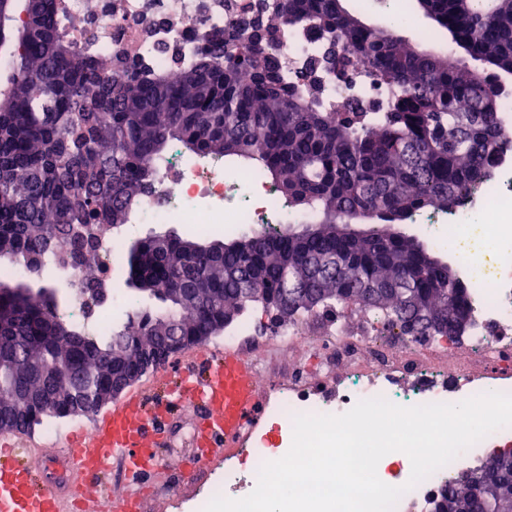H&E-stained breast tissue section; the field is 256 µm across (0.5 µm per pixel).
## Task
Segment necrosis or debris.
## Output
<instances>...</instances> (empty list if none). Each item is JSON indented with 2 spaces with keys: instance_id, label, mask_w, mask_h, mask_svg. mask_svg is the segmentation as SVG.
I'll use <instances>...</instances> for the list:
<instances>
[{
  "instance_id": "necrosis-or-debris-1",
  "label": "necrosis or debris",
  "mask_w": 512,
  "mask_h": 512,
  "mask_svg": "<svg viewBox=\"0 0 512 512\" xmlns=\"http://www.w3.org/2000/svg\"><path fill=\"white\" fill-rule=\"evenodd\" d=\"M54 7L55 20L85 54L104 62L122 47L166 75L196 62L201 52L196 31L201 22L218 30L225 26L223 0H55ZM172 48L177 57L169 56ZM159 168L154 191L132 215V223L197 224L232 232L242 224L271 223L281 209L271 182L255 170L223 159L200 160L175 147ZM434 222L438 226L435 245L453 248L470 283V343L388 338L375 321L354 326L356 314L349 308L339 310L329 324L323 348L314 346L298 327L274 329V336L308 352L307 366L324 380L311 384L302 372L292 370L271 384L263 393V424L248 433L244 455L225 457L223 468L188 496L190 512H205L218 496L246 497L256 486L258 468L284 456V449L269 446L265 423L289 431L296 415H339L358 401L376 397L410 407L455 404L487 392L512 394V251L499 247L503 233H512V155L498 160L491 177L461 208L435 215ZM451 224H469L473 230L452 245L447 234ZM83 280L81 269L68 271L63 281L71 295L66 313L75 323L107 331L112 325L110 310L103 307L87 314L80 293ZM510 441L512 427L499 429L412 488L407 485L408 456L393 453L402 470L392 481L407 488L397 512H416L438 487Z\"/></svg>"
}]
</instances>
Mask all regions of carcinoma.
<instances>
[{"mask_svg": "<svg viewBox=\"0 0 512 512\" xmlns=\"http://www.w3.org/2000/svg\"><path fill=\"white\" fill-rule=\"evenodd\" d=\"M51 0H27L29 34L4 18L0 54V257L29 278L85 271L88 305L103 303L100 246L152 192L157 162L177 142L198 158L224 157L278 185L288 204L313 215L301 232L257 230L214 237L175 232L127 246V283L159 306L138 310L106 336L60 317L54 286L0 271V426L29 430L75 414L66 391L104 400L112 349L135 367L146 345L214 336L256 306L275 322L332 316L343 304L406 336H459L470 314L468 284L414 237L391 224L431 207L454 211L512 151L501 134L500 96L447 53L419 51L397 33L361 21L342 0H264L243 6L221 33H204L198 61L172 79L122 50L107 66L85 56L53 21ZM454 31L471 58L512 74V0H419ZM304 24L322 43L285 79L279 31ZM388 89L325 108L323 84ZM368 218L366 228L355 220ZM253 293L244 296L242 289ZM301 306L279 310L284 289ZM57 391L50 404L33 401ZM512 483V459L491 454L440 489L437 512H494L487 480Z\"/></svg>", "mask_w": 512, "mask_h": 512, "instance_id": "obj_1", "label": "carcinoma"}]
</instances>
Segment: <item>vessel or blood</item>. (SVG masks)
Segmentation results:
<instances>
[{
  "instance_id": "vessel-or-blood-1",
  "label": "vessel or blood",
  "mask_w": 512,
  "mask_h": 512,
  "mask_svg": "<svg viewBox=\"0 0 512 512\" xmlns=\"http://www.w3.org/2000/svg\"><path fill=\"white\" fill-rule=\"evenodd\" d=\"M171 376L177 383L173 395L152 399L144 388L129 389L119 404L95 420L92 439L75 438L62 455V471L93 481L90 494L38 489L36 472L24 459L38 456L39 448L22 432L1 430L0 512H102L107 502L112 512H135L140 497L155 484L160 450L168 445L171 422L179 412L194 420L196 459L219 450L239 451L263 414L257 371L245 353L197 345ZM116 463L127 476L121 490L110 482Z\"/></svg>"
}]
</instances>
